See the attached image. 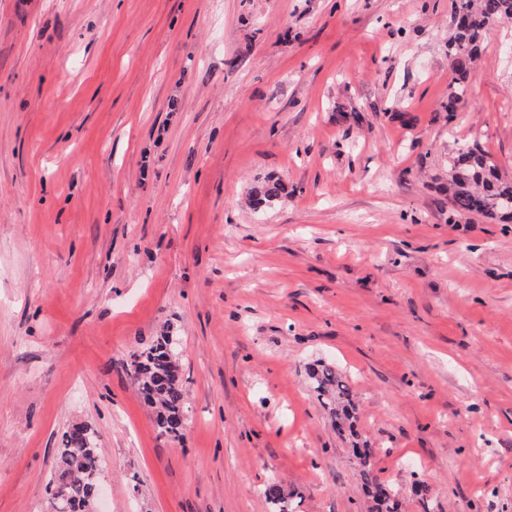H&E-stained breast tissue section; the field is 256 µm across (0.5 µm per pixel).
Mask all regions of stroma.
I'll use <instances>...</instances> for the list:
<instances>
[{
	"label": "stroma",
	"mask_w": 512,
	"mask_h": 512,
	"mask_svg": "<svg viewBox=\"0 0 512 512\" xmlns=\"http://www.w3.org/2000/svg\"><path fill=\"white\" fill-rule=\"evenodd\" d=\"M454 5L0 0V512L80 422L105 512H372L317 360L402 512H512V219L446 191L474 145L512 178V20L452 113ZM167 325L177 440L131 376ZM284 193V187L280 181L268 178L251 191V200L256 209L271 206L278 202ZM317 399L336 422V433L341 437H358L352 419L354 408L352 388L346 375L335 365L316 361L307 367Z\"/></svg>",
	"instance_id": "35a3bbf8"
}]
</instances>
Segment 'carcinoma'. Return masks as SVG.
Here are the masks:
<instances>
[{"mask_svg":"<svg viewBox=\"0 0 512 512\" xmlns=\"http://www.w3.org/2000/svg\"><path fill=\"white\" fill-rule=\"evenodd\" d=\"M512 19V0H456L454 29L448 39V60L457 85L448 95V111L468 93L467 79L474 72L480 42L497 23ZM284 193L281 182L268 178L251 191L255 208L271 206ZM448 200L455 215L477 213L494 219L512 217V179L499 174L496 164L482 151L461 150L448 159ZM133 377L143 399L156 407L155 424L162 435L177 438L188 411L187 394L180 377V339L171 327L162 330L150 345L134 356ZM317 399L336 422V433L356 436L353 425L352 388L335 365L318 361L307 367ZM354 453L362 464L365 487L374 502L373 512H397L395 494L372 473L371 448L355 442ZM99 449L93 434L74 424L61 435L55 467L48 482L49 500L61 512H90L92 491L101 481ZM275 512H294L281 485L269 482L264 489Z\"/></svg>","mask_w":512,"mask_h":512,"instance_id":"carcinoma-1","label":"carcinoma"}]
</instances>
